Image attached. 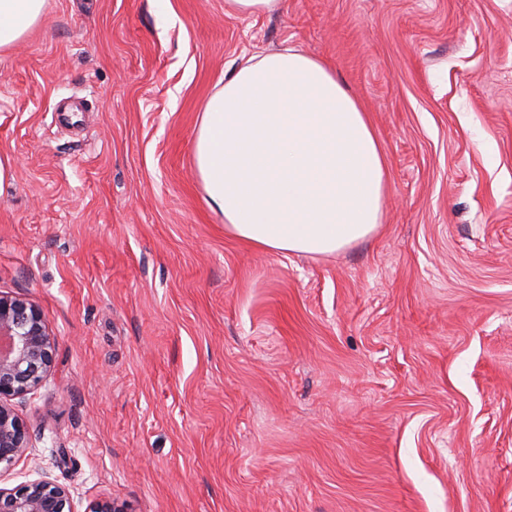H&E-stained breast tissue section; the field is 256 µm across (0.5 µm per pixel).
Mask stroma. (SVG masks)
Wrapping results in <instances>:
<instances>
[{
  "instance_id": "1",
  "label": "stroma",
  "mask_w": 512,
  "mask_h": 512,
  "mask_svg": "<svg viewBox=\"0 0 512 512\" xmlns=\"http://www.w3.org/2000/svg\"><path fill=\"white\" fill-rule=\"evenodd\" d=\"M322 60L386 160L341 252L261 251L208 207L225 73ZM0 292L54 368L13 488L74 512H512V0H46L0 53ZM284 7V0H225V13L247 16H266L278 14Z\"/></svg>"
}]
</instances>
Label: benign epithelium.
<instances>
[{"mask_svg": "<svg viewBox=\"0 0 512 512\" xmlns=\"http://www.w3.org/2000/svg\"><path fill=\"white\" fill-rule=\"evenodd\" d=\"M55 340L42 309L19 296L0 293V470L28 448L27 429L11 401L38 389L51 374ZM0 512H73L68 489L45 479L0 487Z\"/></svg>", "mask_w": 512, "mask_h": 512, "instance_id": "1", "label": "benign epithelium"}]
</instances>
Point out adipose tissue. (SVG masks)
<instances>
[{
  "instance_id": "1",
  "label": "adipose tissue",
  "mask_w": 512,
  "mask_h": 512,
  "mask_svg": "<svg viewBox=\"0 0 512 512\" xmlns=\"http://www.w3.org/2000/svg\"><path fill=\"white\" fill-rule=\"evenodd\" d=\"M46 0H0V51L22 43ZM195 161L232 235L282 253L328 255L382 222L385 158L332 70L289 48L256 54L207 102Z\"/></svg>"
}]
</instances>
